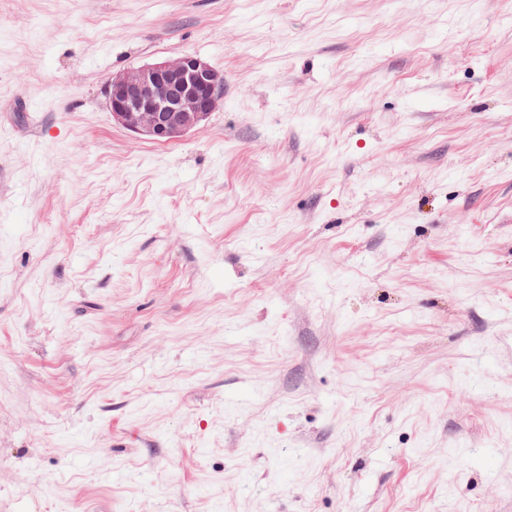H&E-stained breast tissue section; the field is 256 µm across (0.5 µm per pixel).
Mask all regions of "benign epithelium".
Listing matches in <instances>:
<instances>
[{
    "instance_id": "7a95c632",
    "label": "benign epithelium",
    "mask_w": 512,
    "mask_h": 512,
    "mask_svg": "<svg viewBox=\"0 0 512 512\" xmlns=\"http://www.w3.org/2000/svg\"><path fill=\"white\" fill-rule=\"evenodd\" d=\"M106 95L112 119L128 131L167 142L200 128L224 100V77L194 55L112 76Z\"/></svg>"
}]
</instances>
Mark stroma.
I'll use <instances>...</instances> for the list:
<instances>
[{"instance_id":"obj_1","label":"stroma","mask_w":512,"mask_h":512,"mask_svg":"<svg viewBox=\"0 0 512 512\" xmlns=\"http://www.w3.org/2000/svg\"><path fill=\"white\" fill-rule=\"evenodd\" d=\"M0 512H512V0H0ZM106 95L112 119L128 131L167 142L200 128L224 100V77L194 55L113 74Z\"/></svg>"}]
</instances>
